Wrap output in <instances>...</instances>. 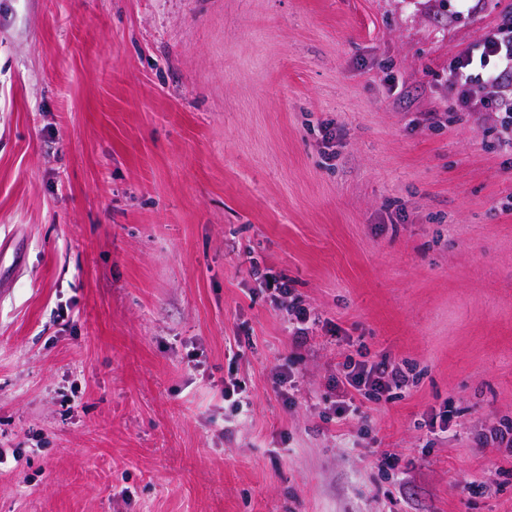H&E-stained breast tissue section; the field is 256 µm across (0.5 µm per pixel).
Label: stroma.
<instances>
[{"label":"stroma","instance_id":"stroma-1","mask_svg":"<svg viewBox=\"0 0 512 512\" xmlns=\"http://www.w3.org/2000/svg\"><path fill=\"white\" fill-rule=\"evenodd\" d=\"M509 6L0 0V512H512V151L448 88ZM349 355L409 377L363 431ZM264 286L266 290L273 293L278 298H290L286 311L288 314V333L292 337L296 347H301L307 343L308 339L315 330V327L321 322V317L311 309L299 297H293L292 288L288 282L275 277H264ZM475 440L481 445H487L490 442L496 444L499 448L512 447V425L510 422L502 423L490 434L477 433Z\"/></svg>","mask_w":512,"mask_h":512}]
</instances>
